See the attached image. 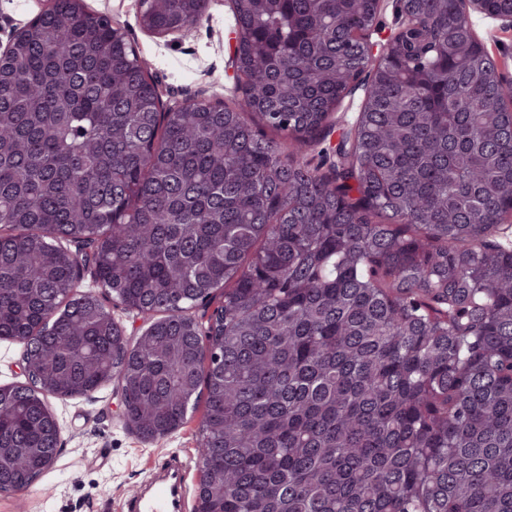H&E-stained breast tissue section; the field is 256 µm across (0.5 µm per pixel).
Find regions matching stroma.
Returning <instances> with one entry per match:
<instances>
[{
    "label": "stroma",
    "mask_w": 512,
    "mask_h": 512,
    "mask_svg": "<svg viewBox=\"0 0 512 512\" xmlns=\"http://www.w3.org/2000/svg\"><path fill=\"white\" fill-rule=\"evenodd\" d=\"M47 0H0V45L47 7ZM88 10L112 18L128 33L151 67L164 105L203 96L234 105L238 98L230 63L233 20L230 0H209L192 35L158 37L140 24L138 0H84ZM472 26L493 59L512 58V27L480 14ZM362 93L346 97L332 112L307 157L321 172L337 162L343 135L355 123ZM60 427L61 451L54 466L29 492L0 491V512H124L126 498L150 481L165 460L185 469L186 503L197 495V446L200 413L190 415L175 433L147 443L121 416L115 385L89 396L48 397Z\"/></svg>",
    "instance_id": "35a3bbf8"
}]
</instances>
